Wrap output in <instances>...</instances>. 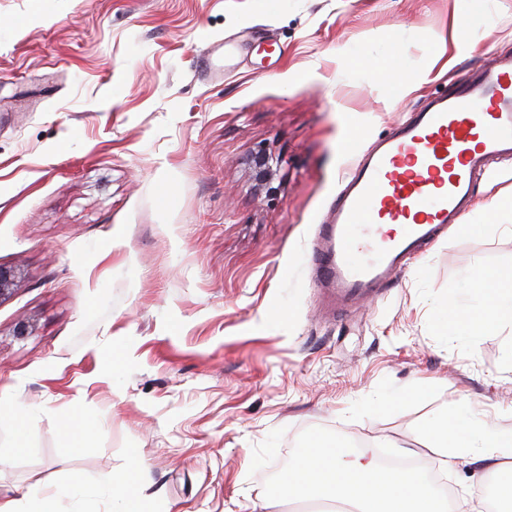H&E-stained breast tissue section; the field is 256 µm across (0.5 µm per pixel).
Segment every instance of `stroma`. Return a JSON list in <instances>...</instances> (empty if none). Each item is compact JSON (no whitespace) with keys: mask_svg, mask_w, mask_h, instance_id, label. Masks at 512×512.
<instances>
[{"mask_svg":"<svg viewBox=\"0 0 512 512\" xmlns=\"http://www.w3.org/2000/svg\"><path fill=\"white\" fill-rule=\"evenodd\" d=\"M468 2L0 0V264L25 274L0 303V391L39 408L0 416L1 504L79 478L112 512L136 455L146 512H308L275 485L318 435L416 449L449 504L499 507L504 478L444 464L425 427L466 397L512 428V327L436 328L474 270L512 274V166L479 184L478 232L449 229L343 320L311 267L354 159L512 53V0ZM218 38L243 49L211 80L196 60ZM259 150L281 160L268 189ZM78 412L95 427L72 448ZM272 158L266 153L251 156L247 159V165L251 170L252 177L258 185L267 184L273 177Z\"/></svg>","mask_w":512,"mask_h":512,"instance_id":"obj_1","label":"stroma"}]
</instances>
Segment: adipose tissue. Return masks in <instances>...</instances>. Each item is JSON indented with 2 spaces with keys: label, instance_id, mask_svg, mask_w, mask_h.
<instances>
[{
  "label": "adipose tissue",
  "instance_id": "obj_1",
  "mask_svg": "<svg viewBox=\"0 0 512 512\" xmlns=\"http://www.w3.org/2000/svg\"><path fill=\"white\" fill-rule=\"evenodd\" d=\"M467 309L448 305L439 318L440 331L453 330L479 338L487 329L512 324V275L474 272ZM426 433L443 459L463 458L480 474L512 476V430L493 428L450 407L431 421ZM281 491L294 500H328L352 506L355 512H448L447 497L426 485L417 470L386 466L367 448L350 450L338 442L310 437L296 461L279 479ZM79 485L46 494L33 485L27 504L8 502L0 512H62L60 503L75 501Z\"/></svg>",
  "mask_w": 512,
  "mask_h": 512
}]
</instances>
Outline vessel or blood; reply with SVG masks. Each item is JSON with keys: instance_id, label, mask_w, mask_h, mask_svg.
Here are the masks:
<instances>
[{"instance_id": "b4317fda", "label": "vessel or blood", "mask_w": 512, "mask_h": 512, "mask_svg": "<svg viewBox=\"0 0 512 512\" xmlns=\"http://www.w3.org/2000/svg\"><path fill=\"white\" fill-rule=\"evenodd\" d=\"M233 51L215 39L201 64L221 77ZM512 160V56L480 64L357 161L313 245L329 314L382 295L469 210L493 161Z\"/></svg>"}]
</instances>
